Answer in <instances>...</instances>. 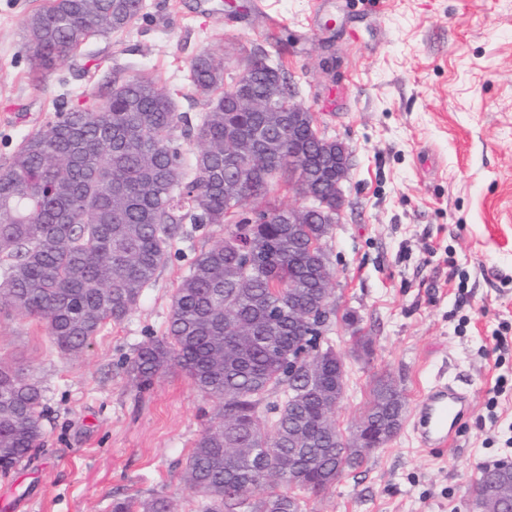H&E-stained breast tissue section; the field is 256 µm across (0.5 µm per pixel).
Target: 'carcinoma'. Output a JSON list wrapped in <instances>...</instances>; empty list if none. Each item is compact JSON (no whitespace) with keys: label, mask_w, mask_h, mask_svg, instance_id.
I'll return each mask as SVG.
<instances>
[{"label":"carcinoma","mask_w":512,"mask_h":512,"mask_svg":"<svg viewBox=\"0 0 512 512\" xmlns=\"http://www.w3.org/2000/svg\"><path fill=\"white\" fill-rule=\"evenodd\" d=\"M135 0H50L24 23L29 69L38 78L73 58L89 36L127 28ZM255 79L213 97L224 62L198 55L184 96L204 102L192 124L155 82H113L105 94L61 107L24 137L0 171V313L45 321L62 350L77 354L102 328L123 321L169 261L183 224L227 226L225 236L194 257L171 297L167 334L140 345L130 361L148 387L171 365L222 403L196 439L183 476L204 500L203 512H301L292 489L319 492L355 471L367 448L341 440L331 404L344 395V363L332 345L312 375L288 376V356L305 348L295 312H318L334 293L309 256L331 225L288 223L274 201L244 208L239 179L261 187L268 174L288 179V140L303 174L323 190L336 166L315 147L310 113L288 130V94L280 66L260 46L248 54ZM242 97L270 107L249 112ZM199 148L193 160L183 142ZM263 151L259 167L247 147ZM282 393L267 401L269 391ZM43 389L38 380L0 364V476L7 478L40 443ZM405 401L377 380L363 420L374 427L403 419ZM265 488L259 498L250 492ZM112 512H170L158 495L117 498Z\"/></svg>","instance_id":"cac0c4a2"}]
</instances>
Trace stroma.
I'll use <instances>...</instances> for the list:
<instances>
[{"label": "stroma", "mask_w": 512, "mask_h": 512, "mask_svg": "<svg viewBox=\"0 0 512 512\" xmlns=\"http://www.w3.org/2000/svg\"><path fill=\"white\" fill-rule=\"evenodd\" d=\"M46 0H0V170L60 104L106 91L113 68L154 80L176 110L194 59L210 51L234 73L240 48L267 45L299 86L295 103L353 166L349 205L326 239L335 309L328 336L348 370L335 418L350 437L377 379L403 392L399 433L354 474L303 492V512H476L483 468L511 459L512 0H275L281 40L251 0H146L147 19L85 39L41 78L29 72L24 22ZM224 227L184 225L139 304L83 353L60 350L45 326L0 314V364L44 390V435L6 478V512H111L113 499L162 495L171 512H202L181 476L220 408L179 369L148 389L128 373L135 350L164 336L170 299L191 260ZM354 325H345L344 313ZM370 342L356 356V337ZM470 397L446 448L421 447L409 416L436 380Z\"/></svg>", "instance_id": "obj_1"}]
</instances>
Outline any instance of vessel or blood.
<instances>
[{"instance_id": "vessel-or-blood-1", "label": "vessel or blood", "mask_w": 512, "mask_h": 512, "mask_svg": "<svg viewBox=\"0 0 512 512\" xmlns=\"http://www.w3.org/2000/svg\"><path fill=\"white\" fill-rule=\"evenodd\" d=\"M468 408L467 398L452 386L433 387L416 409L413 432L426 448H443L450 444L456 421Z\"/></svg>"}]
</instances>
